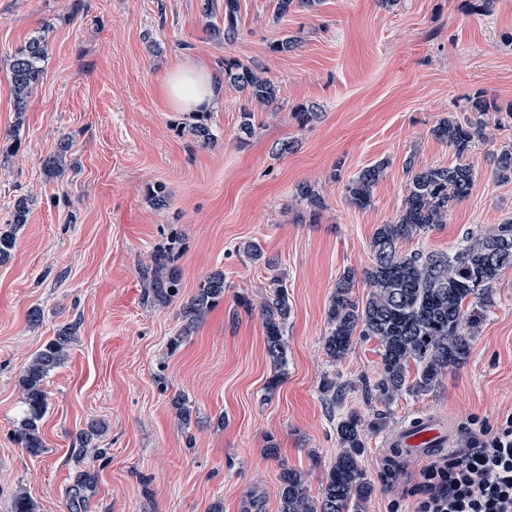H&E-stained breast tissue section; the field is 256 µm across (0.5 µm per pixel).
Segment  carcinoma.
Wrapping results in <instances>:
<instances>
[{
	"instance_id": "1",
	"label": "carcinoma",
	"mask_w": 512,
	"mask_h": 512,
	"mask_svg": "<svg viewBox=\"0 0 512 512\" xmlns=\"http://www.w3.org/2000/svg\"><path fill=\"white\" fill-rule=\"evenodd\" d=\"M322 0H274V17L279 20L301 9L313 11ZM240 0H224L223 26L213 24L210 33L226 43L240 35ZM48 55L43 36L29 39L11 58L9 79L15 110L24 111L27 99L43 73ZM224 82L246 97L240 112V137L252 135L254 112L250 105L267 106L278 98V88L257 66L235 59L224 61ZM472 117L453 115L441 118L431 134L446 144L455 156L447 166L416 169L407 164L406 194L394 221L379 225L371 239V264L362 272L368 292L363 299L353 296L355 273L341 274L327 310L329 330L324 337L326 355L342 361L355 338H374L380 351L379 378L365 386L366 395L378 394L388 404L404 393L427 394L442 377L467 363L473 339L475 319L472 310L489 305L493 285L501 273L512 267V219L490 229L471 233L455 249L444 252L406 251L403 243L422 236L440 224L448 223V214L471 193L475 172L467 162L476 145L487 142L490 122L501 126L512 120V102L501 105L483 95L469 100ZM204 145L215 142L205 118L189 128ZM494 175L500 182H512V142L493 154ZM382 163L364 167L351 175L344 185L349 202L360 209L373 203V187L384 173ZM299 201L308 220L317 221L326 209L324 197L313 186L298 187ZM29 199L15 200L8 223L28 221ZM15 248L12 231L0 232V264L8 261ZM171 249H158L145 278L156 297L167 300L177 289L176 270ZM283 279L271 280L272 293L260 303L265 333V351L274 373L267 383L272 393L280 383V371L286 362L287 343L284 327L291 312ZM224 299V274L215 271L200 284L184 309L181 335L190 334L195 325ZM70 336L60 333L47 342L22 372L25 408L14 431L15 440L32 454L43 451L40 423L48 407L44 381L66 358ZM415 377H409L411 367ZM368 426L357 414L341 418L336 425L340 444L336 461L322 480L318 498L307 493L303 476L283 467L279 476L280 512H361L374 491L360 466L366 448Z\"/></svg>"
}]
</instances>
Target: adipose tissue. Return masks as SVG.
Segmentation results:
<instances>
[{
	"label": "adipose tissue",
	"mask_w": 512,
	"mask_h": 512,
	"mask_svg": "<svg viewBox=\"0 0 512 512\" xmlns=\"http://www.w3.org/2000/svg\"><path fill=\"white\" fill-rule=\"evenodd\" d=\"M220 87L200 64H183L172 70L164 85L169 107L176 112L198 113L213 108Z\"/></svg>",
	"instance_id": "1"
}]
</instances>
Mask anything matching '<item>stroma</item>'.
I'll list each match as a JSON object with an SVG mask.
<instances>
[{
  "mask_svg": "<svg viewBox=\"0 0 512 512\" xmlns=\"http://www.w3.org/2000/svg\"><path fill=\"white\" fill-rule=\"evenodd\" d=\"M203 3L0 0V227L16 198L31 201L0 264V512H11L21 488L36 512H208L218 501L224 512H277L282 467L301 472L317 496L339 449L336 420L352 411L370 427L361 468L374 492L364 512H413L410 491L430 459L396 453L388 437L425 412L462 432L512 413V268L493 288L468 362L432 392L387 407L362 387L377 377L375 340L355 341L340 362L326 355L327 308L338 277L370 264L375 229L400 208L407 164L453 162L431 134L437 121L465 117L479 94L512 101V0H495L487 14L467 0H323L279 21L272 0H241L232 44L211 37ZM38 35L48 57L18 113L10 59ZM285 37L296 48L272 52ZM228 58L265 68L280 94L256 108L243 139V96L224 86L207 112L216 141L201 145L186 132L193 116L169 109L164 81L183 63L223 74ZM300 104L319 114L305 127L291 116ZM487 134L469 157L470 196L404 249L446 252L512 217V183L497 181L491 157L512 127ZM54 155L65 166L58 176L44 167ZM380 161L372 206L354 207L344 178ZM303 183L326 201L318 223L294 199ZM159 184L161 207L150 197ZM251 241L262 262L242 253ZM160 247L172 248L179 277L164 303L140 274ZM215 271L223 301L182 336L183 306ZM277 275L291 314L287 363L270 393L258 304ZM64 331L72 339L45 381V449L34 455L13 439L19 377ZM327 377L343 387L332 403L321 392ZM178 395L191 405L185 425L172 406ZM92 426L96 459L78 454V435Z\"/></svg>",
  "mask_w": 512,
  "mask_h": 512,
  "instance_id": "1",
  "label": "stroma"
}]
</instances>
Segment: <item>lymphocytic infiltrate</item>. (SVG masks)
I'll return each instance as SVG.
<instances>
[{
    "instance_id": "f902f5d3",
    "label": "lymphocytic infiltrate",
    "mask_w": 512,
    "mask_h": 512,
    "mask_svg": "<svg viewBox=\"0 0 512 512\" xmlns=\"http://www.w3.org/2000/svg\"><path fill=\"white\" fill-rule=\"evenodd\" d=\"M415 512H512V414L422 472Z\"/></svg>"
}]
</instances>
